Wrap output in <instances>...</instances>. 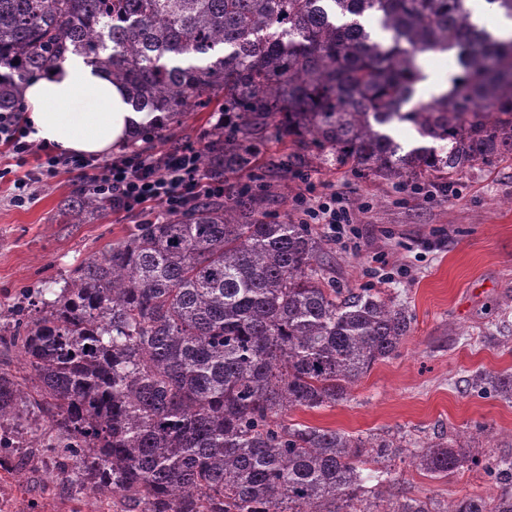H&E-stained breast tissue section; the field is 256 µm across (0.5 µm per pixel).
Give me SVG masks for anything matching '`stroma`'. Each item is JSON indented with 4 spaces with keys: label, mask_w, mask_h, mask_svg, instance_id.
<instances>
[{
    "label": "stroma",
    "mask_w": 512,
    "mask_h": 512,
    "mask_svg": "<svg viewBox=\"0 0 512 512\" xmlns=\"http://www.w3.org/2000/svg\"><path fill=\"white\" fill-rule=\"evenodd\" d=\"M212 109L190 111L180 125L157 130L153 151L199 144L213 128ZM288 139L267 136L258 165L273 222L300 223L295 197L307 183L340 196L357 231L353 244L330 242L327 277L343 288L373 286L413 317L399 352L377 362L347 399L318 409H297L289 422L350 435L401 438L403 449L390 468L407 496L430 502L436 512L454 500H493L497 488L482 467L444 478L420 471L411 448L435 437L458 438L485 428L489 456L512 454V401L481 399L467 387L475 372H512V154L478 165L450 181L420 179L419 194L342 168L317 166L307 175L282 172ZM12 158L0 155V314L23 293H51L75 268L99 256L134 225L157 222L159 209L132 215L103 210L88 224H66L61 204L86 178L59 169L34 186L30 202L14 201ZM13 463L0 465V499L13 512H103L89 495L51 481L53 464L34 456L23 476Z\"/></svg>",
    "instance_id": "obj_1"
}]
</instances>
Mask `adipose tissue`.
Masks as SVG:
<instances>
[{"mask_svg":"<svg viewBox=\"0 0 512 512\" xmlns=\"http://www.w3.org/2000/svg\"><path fill=\"white\" fill-rule=\"evenodd\" d=\"M23 99L31 139L68 155L107 153L155 119L134 111L126 90L78 54L32 79Z\"/></svg>","mask_w":512,"mask_h":512,"instance_id":"ef3b65f1","label":"adipose tissue"}]
</instances>
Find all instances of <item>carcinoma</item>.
I'll return each mask as SVG.
<instances>
[{
	"label": "carcinoma",
	"instance_id": "obj_1",
	"mask_svg": "<svg viewBox=\"0 0 512 512\" xmlns=\"http://www.w3.org/2000/svg\"><path fill=\"white\" fill-rule=\"evenodd\" d=\"M376 19L379 33L361 22ZM455 52L461 75L416 103L418 57ZM78 53L161 125L216 102L235 116L200 148L211 180L256 166V142L288 136L287 167L349 168L386 181L448 179L512 154V34L472 20L467 0H0V112L21 111L34 74ZM411 125L424 144L392 135ZM269 196L203 198L131 233L0 325L27 392L0 363V459L35 451L120 512H434L393 488L401 440L288 423L344 400L411 331L376 288L324 276L309 224L263 220ZM109 207L83 187L72 224ZM470 391L512 400V373L472 375ZM484 427L412 456L446 477L483 465L498 489L443 512H512V456L484 454ZM377 488L367 489L369 467Z\"/></svg>",
	"mask_w": 512,
	"mask_h": 512
}]
</instances>
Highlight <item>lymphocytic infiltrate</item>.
Returning <instances> with one entry per match:
<instances>
[{"label":"lymphocytic infiltrate","instance_id":"f902f5d3","mask_svg":"<svg viewBox=\"0 0 512 512\" xmlns=\"http://www.w3.org/2000/svg\"><path fill=\"white\" fill-rule=\"evenodd\" d=\"M27 122L18 112L0 113V145L5 146L18 164L28 156L39 159V168L28 171L14 182L22 195H29L39 172L61 168L87 173L88 185L97 195L111 202L118 213H130L156 205L165 215H176L201 198H220L224 184L205 177L199 166V151L191 144L175 152L151 154L123 151L108 159L94 156H67L49 146L29 141Z\"/></svg>","mask_w":512,"mask_h":512}]
</instances>
